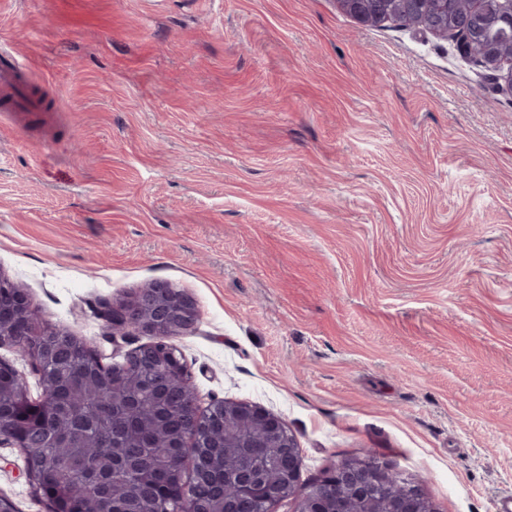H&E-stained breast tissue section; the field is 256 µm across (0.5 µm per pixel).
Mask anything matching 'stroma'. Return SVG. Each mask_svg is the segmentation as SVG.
Instances as JSON below:
<instances>
[{
  "mask_svg": "<svg viewBox=\"0 0 512 512\" xmlns=\"http://www.w3.org/2000/svg\"><path fill=\"white\" fill-rule=\"evenodd\" d=\"M55 100L0 119V273L105 357L102 305L168 281L201 405L298 442L301 483L373 456L437 512L512 498V91L336 0H0ZM25 456L0 495L47 512Z\"/></svg>",
  "mask_w": 512,
  "mask_h": 512,
  "instance_id": "stroma-1",
  "label": "stroma"
}]
</instances>
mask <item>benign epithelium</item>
Masks as SVG:
<instances>
[{
	"label": "benign epithelium",
	"instance_id": "7a95c632",
	"mask_svg": "<svg viewBox=\"0 0 512 512\" xmlns=\"http://www.w3.org/2000/svg\"><path fill=\"white\" fill-rule=\"evenodd\" d=\"M400 5L406 15H416L422 10V0H338L345 10L359 20L372 22L383 18L387 5L391 2ZM491 12L486 16L457 17L452 20L448 15L428 19L424 24L427 30L440 35L454 36L460 32L465 35L463 47L482 39L486 30L495 25L512 26V0H492ZM31 309L28 296L23 289L11 287V281L0 274V344L12 342L16 320ZM109 324L112 335L126 336L133 332L154 337L149 344L140 345L125 353L131 365L148 366L156 363L160 350L167 351L166 358L178 363L175 369L177 378L184 381L188 388L187 402L200 408L198 397L191 384L190 374L182 358L169 348L167 339L178 336L194 327L199 314L189 295L173 287L166 281H156L139 290L127 299L109 307ZM22 354L29 357L40 375L42 393L39 398L30 396L25 381L15 368L0 362V392L7 389L12 401L18 405L33 404L45 412L55 409L56 401L47 390L45 364L55 360V355L47 348H27ZM224 412V448H295L296 440L287 424L272 412L245 401H214L208 410ZM245 423L259 428L264 439L258 444H250L229 432V425ZM207 421L197 415L192 430L179 435L182 463L167 469V495L179 504L178 512H199L193 484L185 480L184 472L203 444ZM41 436L37 433H25L18 430L9 432L0 428V446L10 445L21 449L27 458L26 476L33 489L42 494L49 503V512H62L64 500L48 492L42 474L34 462V449L39 447ZM252 466L238 465L233 472V481L243 487L262 493L264 487L256 484L247 471ZM280 478L288 479V496L294 498V512H346L345 501L359 502L365 497L367 485L385 481L395 473L386 465L372 467L367 460L354 458L339 464L329 475L320 481L293 490V477L301 469V455L296 452L288 457L278 456ZM404 494L386 502L381 512H436L432 502L411 479L402 480Z\"/></svg>",
	"mask_w": 512,
	"mask_h": 512
}]
</instances>
